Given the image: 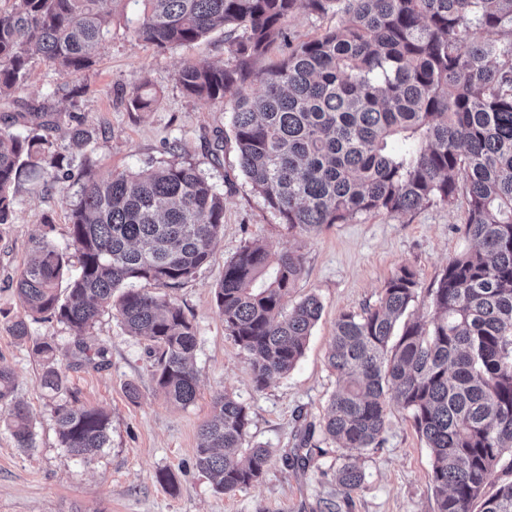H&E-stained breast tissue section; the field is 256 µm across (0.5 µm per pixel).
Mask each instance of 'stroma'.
<instances>
[{
	"mask_svg": "<svg viewBox=\"0 0 512 512\" xmlns=\"http://www.w3.org/2000/svg\"><path fill=\"white\" fill-rule=\"evenodd\" d=\"M140 13L136 0H115L111 33L91 68L63 75L38 61L22 90L0 98L2 132L29 134L32 126L20 113L26 104L44 102L69 113L50 133L58 147L69 148L76 127L91 137L87 156L74 158L70 181L53 187L40 179L21 183L14 220L0 227V367L11 371L14 395L28 404L34 431V444L26 450L0 422V512H327L332 504L339 512H437L431 451L399 405L390 407L379 447L354 451L324 438L322 425L338 387L326 353L337 318L375 305L400 267L412 269L419 281L413 315L429 318V288L449 261L474 246L465 234L464 202L426 203L399 216H360L310 234L288 228L239 168L230 104L189 98L178 82L180 68L191 62L235 68L224 32L214 31L187 48L160 51L135 36ZM336 22L330 13L295 12L284 24V38L255 60V70L271 68L290 45L320 36ZM137 84L151 100L148 109L130 105ZM219 133L223 149L214 157L210 145ZM168 161L196 167L224 196L223 233L207 263L167 291L196 330L198 389L185 408L165 400L144 342L125 332L116 310L102 312L87 338L106 350L98 368L79 364L70 329L56 320H29L26 341L10 330L23 313L15 285L30 240L45 233L68 249L71 208L85 169L102 176ZM48 217L53 220L49 230L44 227ZM250 242L274 253L298 251L303 272L288 301L312 295L321 303L302 358L261 389L252 382L245 352L225 331L215 300L225 264ZM46 338L57 347L66 398L111 418L110 445L91 460L72 457L60 446L56 399L41 386L43 365L33 350L34 342ZM225 393L248 409L247 443L269 452L260 480L230 493L216 491L195 466L200 429ZM349 458L363 470L365 482L347 499L336 474ZM162 472L173 475L175 488L159 482Z\"/></svg>",
	"mask_w": 512,
	"mask_h": 512,
	"instance_id": "obj_1",
	"label": "stroma"
}]
</instances>
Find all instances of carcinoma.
<instances>
[{
	"mask_svg": "<svg viewBox=\"0 0 512 512\" xmlns=\"http://www.w3.org/2000/svg\"><path fill=\"white\" fill-rule=\"evenodd\" d=\"M0 10V97L24 87L36 58L62 74L89 69L110 32L114 0H11ZM136 36L159 50L188 47L218 28L246 31L229 43L233 69L185 64L186 96L231 98L239 167L284 223L303 233L358 215H400L424 203L465 200L475 248L448 262L429 289V323L404 317L419 282L401 267L378 302L336 320L328 364L343 382L330 398L324 434L344 448L380 444L391 402L407 410L433 454L437 512H512V0H142ZM297 10L336 15V27L304 41L274 68L254 59L283 37ZM54 124L41 105L26 109ZM71 178L68 156L44 136L0 133V226L14 219L26 178ZM87 179L71 209L69 235L80 272L59 286L68 259L44 232L16 293L26 318L47 314L73 333L81 361L103 365L85 336L118 297L124 330L147 342L157 385L187 407L197 393L196 331L167 295L208 261L224 224V197L192 166L167 162L137 174ZM301 255L252 242L224 266L216 290L224 327L246 353L254 386L301 359L320 317L311 295L284 312L302 274ZM42 386L58 395L65 375L42 340ZM202 426L196 468L224 493L258 481L269 454L244 448L247 408L224 394ZM0 411L20 448L33 446L26 406L0 369ZM60 446L89 459L110 441L103 412L67 400L53 408ZM365 474L348 458L337 471L345 495Z\"/></svg>",
	"mask_w": 512,
	"mask_h": 512,
	"instance_id": "cac0c4a2",
	"label": "carcinoma"
}]
</instances>
